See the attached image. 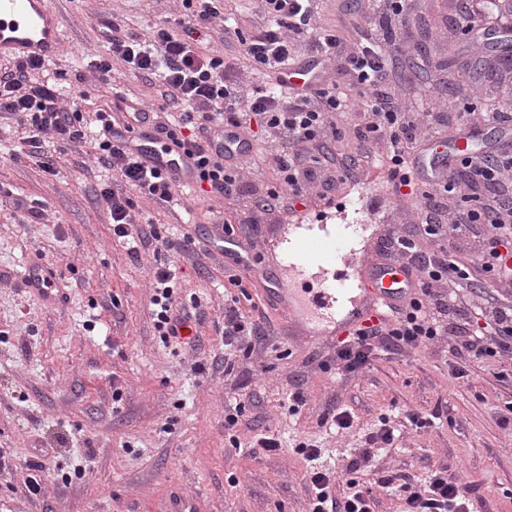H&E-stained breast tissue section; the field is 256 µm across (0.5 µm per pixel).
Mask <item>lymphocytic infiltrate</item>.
Instances as JSON below:
<instances>
[{"label":"lymphocytic infiltrate","mask_w":512,"mask_h":512,"mask_svg":"<svg viewBox=\"0 0 512 512\" xmlns=\"http://www.w3.org/2000/svg\"><path fill=\"white\" fill-rule=\"evenodd\" d=\"M181 2L191 10L193 24L167 21L145 38L126 30L114 15L99 16L97 28L109 56L88 64L95 81L107 86L113 62H121L131 74L157 86L162 99L179 107V115L155 116L141 100L129 98L123 101V120L108 112L86 115L79 100L62 102L58 87L39 76L43 61L31 59L0 72V120L23 116L29 130L24 145L35 155L46 143L92 139L99 161L124 184L120 190L102 188L99 201L110 214L114 235L126 239L132 235L134 196L168 202L176 191L170 175L153 168L132 148L133 122L153 120L163 139L191 159L194 188L228 201L236 199L246 182L245 166L254 149L249 130L252 122H259L275 145L271 156L277 177L276 185L258 197L256 206L264 210L284 199L307 205L309 188L328 170L320 158L325 143L340 139L343 119L356 115L358 143L382 163L394 196L410 203L417 221L411 235L390 225L378 254L414 270L417 288L388 315L364 322L341 340L337 368L358 373L372 352L396 354L453 336L464 359L499 363L501 377H512V305L485 309L493 324L490 336L465 328L473 305L458 294L467 287L468 274L457 261L458 255L473 253L488 287L512 288V270L503 264L504 254L512 251V203L498 192L502 178L512 173V142L490 154L466 156L459 167L438 175L418 167L416 157L435 146L444 114L439 100L429 111H410L388 85L387 48L408 34L407 28H393L392 22L405 19L412 0H382V10L366 20L373 34L358 39L350 38L343 26L313 27L314 0H258L257 20L241 38L237 58L210 49L201 35L205 29L219 31L225 20L224 0ZM301 41L312 54L326 57L333 77L294 96L273 85L247 90L233 82L238 58L250 62L253 74L265 75L294 61ZM445 239L455 242V254L440 248ZM152 285L155 325L165 342L185 322L175 312L173 270L156 269ZM238 303L233 295L224 303V339L251 351L261 344L263 333ZM394 438V427L386 423L368 434L359 456L346 465L349 492L341 498L332 492L334 475L313 466L318 446L299 442L297 452L311 463L307 512H375L371 489L361 487L355 474L370 462L373 448L391 444ZM378 485L400 497V512H473L472 488L444 470L425 481L386 471Z\"/></svg>","instance_id":"f902f5d3"}]
</instances>
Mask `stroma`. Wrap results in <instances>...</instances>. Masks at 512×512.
<instances>
[{
	"instance_id": "35a3bbf8",
	"label": "stroma",
	"mask_w": 512,
	"mask_h": 512,
	"mask_svg": "<svg viewBox=\"0 0 512 512\" xmlns=\"http://www.w3.org/2000/svg\"><path fill=\"white\" fill-rule=\"evenodd\" d=\"M60 20L61 52L42 77L64 95L82 97L83 111L113 108L114 92L162 107L155 87L112 67V88L85 80L90 60L107 56L96 31L97 14L112 13L126 29L150 35L178 0H48ZM485 0H420L410 18L411 38L396 46L392 85L417 109L439 88L453 87L445 136L456 134V113L511 112L512 72L492 69L470 40L454 42L449 22L485 11ZM20 120L0 123V512H166L174 497L192 499L196 512H305L310 464L294 442L321 446L320 466L348 492L345 466L381 420L403 411L425 419L406 426L392 446L377 449L357 472L374 484L387 469L429 478L458 472L476 489L478 512H512V421L500 410L512 400V379L496 363L451 373L453 348L442 342L400 354L375 356L356 374L338 373L335 331L321 334L290 315L289 284L328 287L321 268L337 226L360 225L351 245L362 262L376 253L399 206L381 168H363L347 183L311 188L305 212L282 207L245 223L255 189L273 183L269 143L248 159L250 185L238 200L203 201L195 193L173 202L136 199L137 222H152L159 240L137 253L116 237L99 202L117 175L90 147L55 151V175L21 152ZM16 197L44 204L41 218L13 212ZM237 226L234 252H225L219 222ZM194 239L193 251L174 254L161 237ZM47 267L55 289L45 298L29 288L25 271ZM174 267L175 298L193 317L196 349L166 347L154 325L151 275ZM242 279L234 286L229 275ZM267 333L266 347L246 353L224 344V296ZM302 390L306 404L292 413L288 394ZM245 411L234 432L224 417L237 403ZM352 413L356 429L326 435L327 410ZM281 448L256 454L265 431ZM39 476L42 492L26 484Z\"/></svg>"
}]
</instances>
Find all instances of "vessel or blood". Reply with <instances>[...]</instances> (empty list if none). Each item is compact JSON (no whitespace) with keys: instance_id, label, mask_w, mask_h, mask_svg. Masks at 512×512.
Wrapping results in <instances>:
<instances>
[{"instance_id":"obj_1","label":"vessel or blood","mask_w":512,"mask_h":512,"mask_svg":"<svg viewBox=\"0 0 512 512\" xmlns=\"http://www.w3.org/2000/svg\"><path fill=\"white\" fill-rule=\"evenodd\" d=\"M59 27V20L47 0H0V55L17 59L53 58L61 50ZM322 74L323 61L316 58L281 69L277 80L283 87L303 93L320 80ZM132 133L137 149L146 155L152 166L168 171L179 185L192 182L190 161L173 164L172 145L158 134L151 122L135 124ZM358 279L369 303L350 311L344 308L347 283H340L333 292L298 293L297 304L315 330H324L332 323L341 332H348L374 310L400 304L416 286L413 273L379 261L366 263Z\"/></svg>"}]
</instances>
